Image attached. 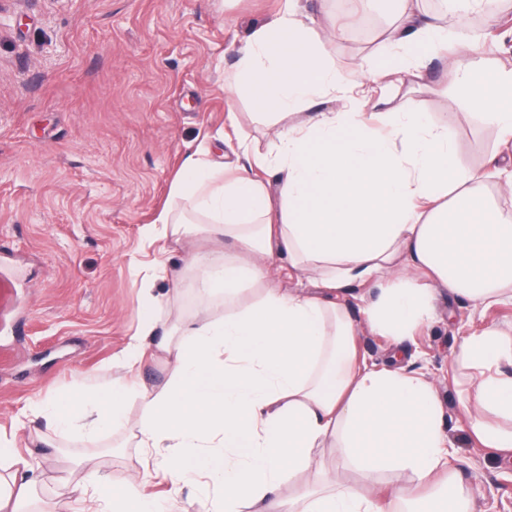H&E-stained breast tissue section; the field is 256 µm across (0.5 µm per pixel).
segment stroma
Returning a JSON list of instances; mask_svg holds the SVG:
<instances>
[{"label":"stroma","mask_w":512,"mask_h":512,"mask_svg":"<svg viewBox=\"0 0 512 512\" xmlns=\"http://www.w3.org/2000/svg\"><path fill=\"white\" fill-rule=\"evenodd\" d=\"M279 8L280 0H0V271L14 284L0 303V436L40 475L20 500L23 512H80L67 488L86 482L89 459L114 480L137 476L140 493L164 512H198L208 494L191 481L146 476L132 429L105 428L89 443L55 434L28 408L122 376L114 357L137 328L143 279L167 300L162 320L203 315L190 287L202 271L187 252L207 251L205 237L178 245L144 230L164 207L186 210L170 185L204 137L228 131L227 111L251 146L266 150L258 106L243 95L228 101L224 75L234 43ZM377 11L383 22L364 37L327 46L348 80L381 54L391 0H379ZM464 26L483 50L512 63V24L492 28L476 11ZM396 101L447 125L464 171H483L501 149L498 127L451 83L441 60ZM176 272L184 287L175 298ZM436 309L406 366L438 388L450 465L475 512H512V453L473 444L452 367L463 329L512 326V302L474 305L442 294Z\"/></svg>","instance_id":"stroma-1"}]
</instances>
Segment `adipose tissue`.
<instances>
[{
    "label": "adipose tissue",
    "mask_w": 512,
    "mask_h": 512,
    "mask_svg": "<svg viewBox=\"0 0 512 512\" xmlns=\"http://www.w3.org/2000/svg\"><path fill=\"white\" fill-rule=\"evenodd\" d=\"M300 0L258 28L239 48L228 96L249 95L265 109L268 153L224 166L188 157L170 194L191 217L163 209L149 234L174 240L203 231L209 253L195 288L224 301L222 318L157 324L164 300L144 289L139 336L116 363L128 371L163 364L164 383L116 378L35 405L57 429L134 425L139 447L172 483L197 479L218 488L200 512H438L437 486L452 490L448 512H472L449 469L452 446L435 382L403 367L374 368L357 349L363 331L395 345L434 318L439 291L491 305L512 291V212L485 194L490 179L512 193V154L487 170L463 171L447 127L426 113L392 109L406 81L444 59L454 82L499 129L512 136V68L465 36L449 51V29L468 11L495 19L502 0H451L433 15L421 0H395L394 29L364 80L348 81L326 42L341 25L316 30ZM340 97L342 111L325 107ZM386 107L385 131L364 119L369 103ZM311 275L312 289L278 288L283 268ZM375 286L363 320L344 298ZM512 334L495 327L465 337L453 366L465 380L459 413L479 444L512 451ZM139 401L129 422L126 404ZM333 449L331 458L320 456ZM306 470L320 493L281 498L286 477ZM409 473L381 502L374 473ZM358 472L361 483L347 480ZM87 512H162L135 479L116 487L101 477L72 486Z\"/></svg>",
    "instance_id": "1"
}]
</instances>
